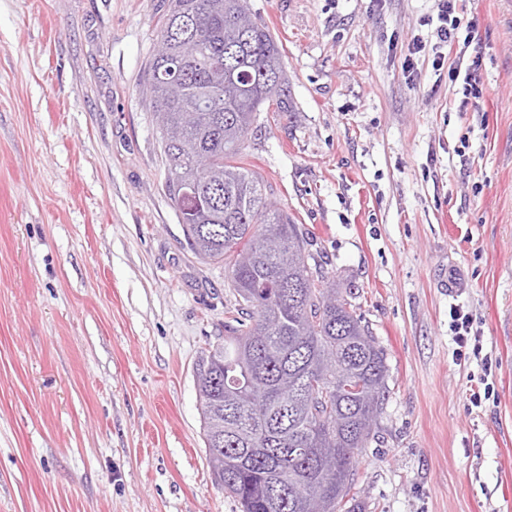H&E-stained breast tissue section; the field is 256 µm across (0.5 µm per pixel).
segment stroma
<instances>
[{"label": "stroma", "instance_id": "35a3bbf8", "mask_svg": "<svg viewBox=\"0 0 512 512\" xmlns=\"http://www.w3.org/2000/svg\"><path fill=\"white\" fill-rule=\"evenodd\" d=\"M249 5L290 109L246 152L387 355L361 512H512V0L466 4L475 112L431 58L402 69L434 0ZM166 6L0 0V512H238L195 377L225 272L185 246L145 103ZM454 305L488 380L455 359Z\"/></svg>", "mask_w": 512, "mask_h": 512}]
</instances>
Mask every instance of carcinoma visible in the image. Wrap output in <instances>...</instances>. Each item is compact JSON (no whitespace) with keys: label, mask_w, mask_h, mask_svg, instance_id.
I'll return each instance as SVG.
<instances>
[{"label":"carcinoma","mask_w":512,"mask_h":512,"mask_svg":"<svg viewBox=\"0 0 512 512\" xmlns=\"http://www.w3.org/2000/svg\"><path fill=\"white\" fill-rule=\"evenodd\" d=\"M149 61L165 187L208 199L182 225L193 255L224 266V335L196 364L205 447L240 512H356L357 452L387 391L383 348L308 264L307 242L245 163L258 113L284 108L282 49L248 0H169Z\"/></svg>","instance_id":"1"}]
</instances>
